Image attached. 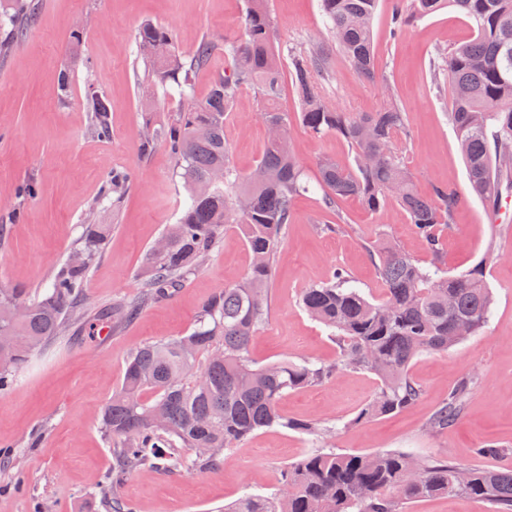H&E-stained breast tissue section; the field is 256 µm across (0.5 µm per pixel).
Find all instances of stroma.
<instances>
[{"label":"stroma","mask_w":512,"mask_h":512,"mask_svg":"<svg viewBox=\"0 0 512 512\" xmlns=\"http://www.w3.org/2000/svg\"><path fill=\"white\" fill-rule=\"evenodd\" d=\"M33 17L10 39L0 56V289H23L37 298L42 285L77 246L85 225L108 224L112 232L86 284V308L93 317L70 322L66 332L37 352L0 391V512H110L105 502L119 494L135 512H221L243 494L269 495L281 469L321 448L311 434L285 428L259 432L224 453L218 467L171 473L144 468L113 475L112 442L101 427V410L120 385L125 360L138 346L186 335L200 306L224 284L239 281L249 254L236 229H227L209 261L174 294L101 343L97 311L134 294L146 251L166 225L177 223L184 189L168 148L141 155L139 143L151 101L155 117L167 119L182 101L174 88L143 84L135 64L134 40L142 23L167 28L176 47L191 52L201 38L234 41L243 35L245 0H33ZM393 0H381L373 21L376 63L384 83L364 80L336 50L321 0H269L275 41L306 51L329 53L324 95L349 112H375L394 97L413 131L405 148L417 189H455L461 203L443 230L442 265L449 274L475 266L487 250L496 258L486 269L495 296L486 329L445 354L415 358L410 374L422 388L404 411L349 426L376 392L368 371H346L329 382L288 393L281 412L297 419L339 425L337 451L402 450L444 456L472 465L476 449L494 444L503 456L486 459L491 468H512V205L506 223H493L470 188L465 163L449 121L448 87H434L429 67L437 50L470 39L469 19L454 7L416 19L392 36ZM81 44H74V34ZM68 73L61 90L60 73ZM96 92L106 102L109 133L98 136L85 98ZM280 107L293 115L294 153L308 176L330 156L349 160L336 136H312L296 120L301 110L290 77H283ZM262 106L242 91L224 119V141L240 173L259 160L267 138ZM131 176V188L113 206L104 188L113 171ZM30 182L34 196L17 195ZM340 223L335 233L325 225ZM387 238L414 256L422 251L406 213L389 204L383 215L349 198L338 213L323 210L318 188L298 198L272 282L267 322L254 337L250 356L259 364L282 360L335 361L337 346L326 329L300 305L304 288L328 281L346 268L362 291L380 297L382 284L368 244ZM476 385L465 412L445 432L428 419L460 378Z\"/></svg>","instance_id":"stroma-1"}]
</instances>
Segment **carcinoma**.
<instances>
[{"label":"carcinoma","instance_id":"obj_1","mask_svg":"<svg viewBox=\"0 0 512 512\" xmlns=\"http://www.w3.org/2000/svg\"><path fill=\"white\" fill-rule=\"evenodd\" d=\"M406 2L392 12L395 30L447 5L472 23L474 37L437 53L430 75L437 85L448 80L449 117L468 180L490 208L512 191V167L497 163L498 148L512 146V0ZM246 4L243 36L224 41L228 66L213 78L202 102L187 97V89L196 73L209 66L217 49L213 38L201 39L185 55L162 26L146 23L135 36L147 63L146 80L155 87L173 85L186 96L174 118L147 120L140 151L148 154L165 145L187 198L178 222L170 226L167 250L146 253L140 291L112 303V327L129 324L182 286L208 260L228 227L242 235L251 265L241 280L225 284L203 303L189 334L145 343L127 357L121 385L102 409V426L121 471L212 469L224 451L272 427L315 434L328 443L336 427L288 419L279 403L288 392L325 383L341 371L368 370L380 379L376 396L347 425L406 409L422 394L408 373L412 360L426 352L446 353L478 335L494 304L485 276L486 263L495 259L493 250L485 263L458 275L437 267L443 251L438 227L452 222L461 198L443 185L432 186L428 195L417 191L403 155L411 132L396 102L377 112L340 110L321 90L327 52L318 47L292 51L291 78L301 101L298 120L318 138L341 139L352 155L350 162L321 160L324 209L333 212L340 200L356 198L380 213L396 202L432 263L423 267L400 246L375 244L369 253L384 285L383 298L371 300L349 287L350 276L342 268L333 270L328 282L302 291V308L336 339V362L258 365L250 358L252 340L268 319L272 273L293 203L308 183L288 140L291 118L277 107L281 50L272 38L275 20L268 0ZM378 5L379 0H321L336 51L364 79L380 82L372 34ZM243 88L252 89L260 101L265 125L276 121L282 126L281 136L268 137L246 175L233 167L224 142V117ZM88 105L95 129L105 133L103 103L92 95ZM129 185L126 172H112L106 190L112 204L121 202ZM108 228L86 225L80 262L66 261L43 286L41 299L27 304L26 315L14 314L21 289L0 290V390L35 352L62 336L84 298ZM474 384L469 376L448 389V398L429 419L431 429L445 432L456 424ZM457 495L489 502L494 512H512V469L462 467L444 457L419 458L399 450L355 454L318 448L284 467L274 493L246 494L224 512H401L405 504Z\"/></svg>","mask_w":512,"mask_h":512}]
</instances>
